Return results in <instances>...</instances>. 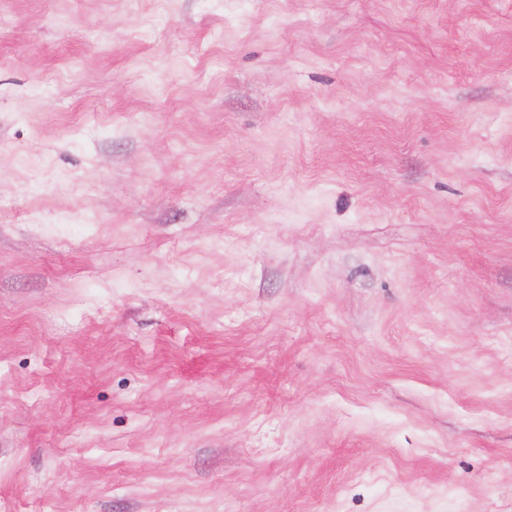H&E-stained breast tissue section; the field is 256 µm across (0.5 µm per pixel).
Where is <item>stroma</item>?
<instances>
[{"mask_svg": "<svg viewBox=\"0 0 512 512\" xmlns=\"http://www.w3.org/2000/svg\"><path fill=\"white\" fill-rule=\"evenodd\" d=\"M0 512H512V0H0Z\"/></svg>", "mask_w": 512, "mask_h": 512, "instance_id": "1", "label": "stroma"}]
</instances>
